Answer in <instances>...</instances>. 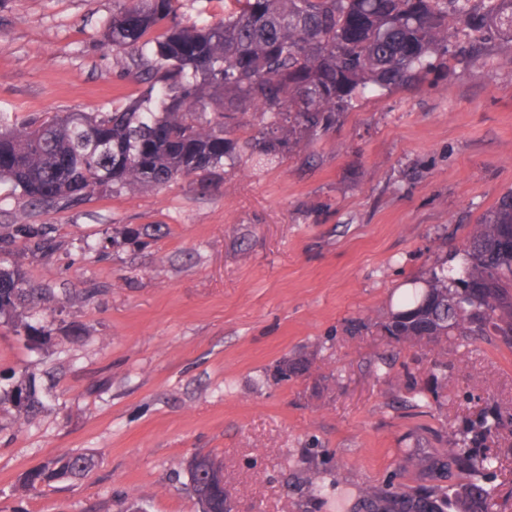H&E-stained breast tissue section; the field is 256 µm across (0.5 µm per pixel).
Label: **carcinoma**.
<instances>
[{
    "instance_id": "cac0c4a2",
    "label": "carcinoma",
    "mask_w": 512,
    "mask_h": 512,
    "mask_svg": "<svg viewBox=\"0 0 512 512\" xmlns=\"http://www.w3.org/2000/svg\"><path fill=\"white\" fill-rule=\"evenodd\" d=\"M178 0H122L102 38L117 63L144 85L122 107L51 117L0 114V186L25 208L61 212L95 196L180 179L210 180L244 155L260 167L332 134L369 92L416 88L440 74L512 52V0H228L224 19L174 22ZM258 114V135L240 140L244 117ZM53 224H0V320L21 307L56 301L36 286L27 264L61 251ZM381 335L408 348L479 341L512 348V189L502 193L460 248L438 257ZM44 344L48 325L22 323ZM434 388L413 381L407 394L431 406ZM45 406L33 376L0 391V410L25 418ZM505 427L496 405L457 430L448 447L403 450L417 485L363 484L350 512H491L500 468L485 451ZM93 466L66 453L30 471L34 489L75 479ZM224 458L189 461L199 512H224ZM318 496L324 477L303 471Z\"/></svg>"
}]
</instances>
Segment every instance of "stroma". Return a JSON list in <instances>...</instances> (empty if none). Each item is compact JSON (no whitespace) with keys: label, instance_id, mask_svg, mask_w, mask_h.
Instances as JSON below:
<instances>
[{"label":"stroma","instance_id":"stroma-1","mask_svg":"<svg viewBox=\"0 0 512 512\" xmlns=\"http://www.w3.org/2000/svg\"><path fill=\"white\" fill-rule=\"evenodd\" d=\"M116 7L0 0V113L135 97L140 84L101 42ZM511 188L503 60L371 94L331 138L269 168L241 160L207 184L134 187L57 213L0 200V224H53L67 243L31 265L36 283L99 290L61 301L42 347L0 324V377L36 375L47 401L28 422L0 411V512H197L185 465L206 452L224 458L234 512H336L303 484L309 461L352 490L414 484L403 449L439 447L437 430L474 419L480 398L512 414V350L449 353L436 383L432 350L391 344L377 324ZM145 224L159 227L154 241L126 238ZM295 357L306 372L277 381ZM414 380L436 384L432 410L405 405ZM68 452L94 467L22 491L27 471Z\"/></svg>","mask_w":512,"mask_h":512}]
</instances>
